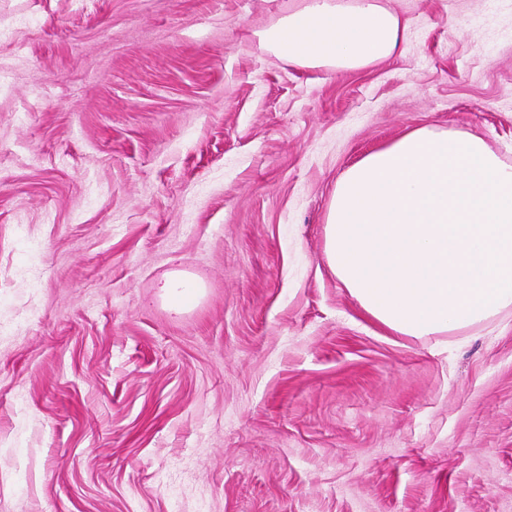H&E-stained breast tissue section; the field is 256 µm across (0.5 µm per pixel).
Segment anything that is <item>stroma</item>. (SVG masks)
<instances>
[{
    "mask_svg": "<svg viewBox=\"0 0 512 512\" xmlns=\"http://www.w3.org/2000/svg\"><path fill=\"white\" fill-rule=\"evenodd\" d=\"M384 2L336 72L255 36L301 0H0V512H512V314L397 336L323 257L409 130L512 164V0ZM200 290L197 284L180 273L174 274L164 286L165 296L175 310L184 307L188 300L192 299Z\"/></svg>",
    "mask_w": 512,
    "mask_h": 512,
    "instance_id": "1",
    "label": "stroma"
}]
</instances>
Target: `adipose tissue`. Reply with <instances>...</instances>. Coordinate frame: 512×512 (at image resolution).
Masks as SVG:
<instances>
[{
  "instance_id": "ef3b65f1",
  "label": "adipose tissue",
  "mask_w": 512,
  "mask_h": 512,
  "mask_svg": "<svg viewBox=\"0 0 512 512\" xmlns=\"http://www.w3.org/2000/svg\"><path fill=\"white\" fill-rule=\"evenodd\" d=\"M405 31L382 0H302L256 36L295 67L359 71L395 56ZM323 254L397 335L489 322L512 308V165L480 136L412 129L337 180Z\"/></svg>"
}]
</instances>
